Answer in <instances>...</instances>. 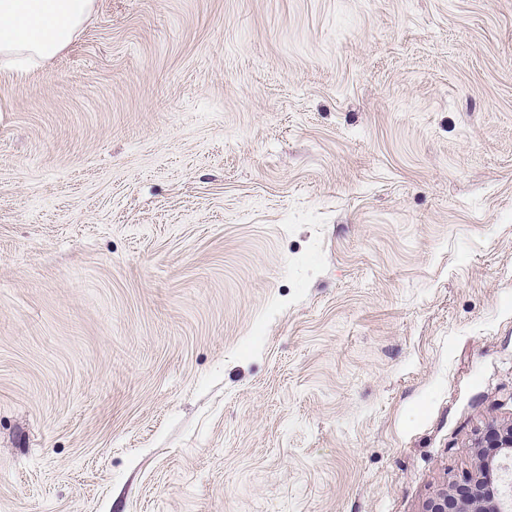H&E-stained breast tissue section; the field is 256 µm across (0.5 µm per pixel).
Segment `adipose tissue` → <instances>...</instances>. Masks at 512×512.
<instances>
[{
    "mask_svg": "<svg viewBox=\"0 0 512 512\" xmlns=\"http://www.w3.org/2000/svg\"><path fill=\"white\" fill-rule=\"evenodd\" d=\"M94 5L95 0H0V67L53 58L77 37Z\"/></svg>",
    "mask_w": 512,
    "mask_h": 512,
    "instance_id": "adipose-tissue-1",
    "label": "adipose tissue"
}]
</instances>
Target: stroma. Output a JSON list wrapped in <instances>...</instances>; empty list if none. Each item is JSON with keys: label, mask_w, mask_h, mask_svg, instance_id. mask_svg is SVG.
<instances>
[{"label": "stroma", "mask_w": 512, "mask_h": 512, "mask_svg": "<svg viewBox=\"0 0 512 512\" xmlns=\"http://www.w3.org/2000/svg\"><path fill=\"white\" fill-rule=\"evenodd\" d=\"M512 426V0H96L0 69V512H422Z\"/></svg>", "instance_id": "35a3bbf8"}]
</instances>
